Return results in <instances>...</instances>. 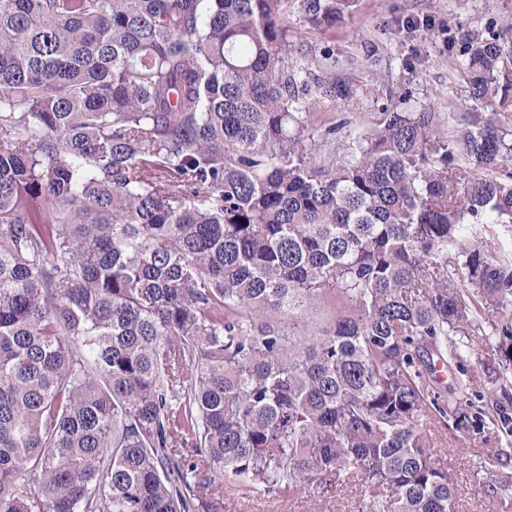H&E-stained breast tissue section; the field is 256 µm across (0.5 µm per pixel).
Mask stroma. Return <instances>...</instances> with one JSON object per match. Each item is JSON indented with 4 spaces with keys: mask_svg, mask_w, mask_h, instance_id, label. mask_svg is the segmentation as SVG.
<instances>
[{
    "mask_svg": "<svg viewBox=\"0 0 512 512\" xmlns=\"http://www.w3.org/2000/svg\"><path fill=\"white\" fill-rule=\"evenodd\" d=\"M512 15V0H357L335 23L316 25L297 0L288 4V43L298 65L315 74L352 80L363 95L347 104L320 99L313 104L314 126L342 124L336 153L344 155L376 124L380 112L401 106L405 93L441 115L462 118L483 103L455 65L462 41L490 22ZM482 441L455 430L447 432V453L456 471L464 512H493L482 503L470 474L475 450L505 452L512 459V440L484 430ZM357 491L331 487L325 495L305 492L286 498L264 491L228 496L222 512H352Z\"/></svg>",
    "mask_w": 512,
    "mask_h": 512,
    "instance_id": "1",
    "label": "stroma"
}]
</instances>
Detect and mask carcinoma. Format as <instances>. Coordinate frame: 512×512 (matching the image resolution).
<instances>
[{"label": "carcinoma", "instance_id": "obj_1", "mask_svg": "<svg viewBox=\"0 0 512 512\" xmlns=\"http://www.w3.org/2000/svg\"><path fill=\"white\" fill-rule=\"evenodd\" d=\"M460 56L486 113L383 112L338 160L310 103L360 90L290 72L288 0H0V512H459L442 428L512 437V16ZM507 466L472 469L502 508ZM359 492L351 486H333L324 497L306 490L293 498L264 491L225 496L221 512H352Z\"/></svg>", "mask_w": 512, "mask_h": 512}]
</instances>
